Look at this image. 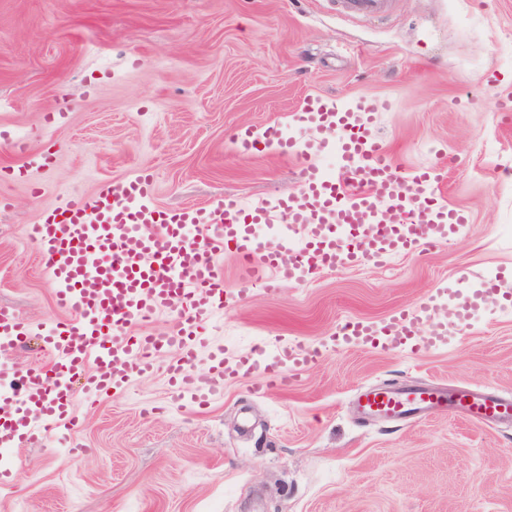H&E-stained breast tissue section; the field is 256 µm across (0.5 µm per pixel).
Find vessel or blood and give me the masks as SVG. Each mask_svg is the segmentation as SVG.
<instances>
[{
    "mask_svg": "<svg viewBox=\"0 0 512 512\" xmlns=\"http://www.w3.org/2000/svg\"><path fill=\"white\" fill-rule=\"evenodd\" d=\"M338 3L349 16H382L391 8V0ZM374 116L375 104L365 96L346 106L311 96L293 115L301 137L284 138L275 127L266 128L258 142L241 137L243 151L261 142L295 162L299 183L285 195L250 204L227 196L163 211L152 201L151 175L139 174L105 180L90 197L45 213L29 237L44 261L56 303L69 318L44 339L50 362L21 370L18 386L0 401L1 411L16 415L15 421L0 423V447L39 440L60 423L74 424L76 391L98 397L123 389L134 378L153 374L166 352L173 355L166 368L171 388L190 394L201 406L239 377L258 374L266 391L287 383L290 372L316 365L320 350L293 343L266 362L258 347L233 361L215 351L206 372L195 370L213 312L238 303L254 288L272 292L302 283L317 269L377 265L392 253L447 241L467 223L464 212L434 198L443 169L407 168L376 135ZM329 130L336 133L335 143L324 137ZM331 146L341 163L333 179L314 161ZM385 208L408 213L414 221L392 226L387 236L360 247L340 235L341 226L375 222ZM227 252L234 253L241 270L233 289L225 288L220 265ZM497 293L493 284L464 295L440 288L385 324L347 322L336 341L385 352L444 346L449 322L433 320V313L449 312L453 321L466 324ZM168 311L178 316L172 333L131 335L132 327ZM27 334L25 319L1 307L0 354L15 352ZM355 405L368 417H399L446 405L477 420L512 424L511 396L469 388L446 398L425 384L373 386L357 394Z\"/></svg>",
    "mask_w": 512,
    "mask_h": 512,
    "instance_id": "vessel-or-blood-1",
    "label": "vessel or blood"
}]
</instances>
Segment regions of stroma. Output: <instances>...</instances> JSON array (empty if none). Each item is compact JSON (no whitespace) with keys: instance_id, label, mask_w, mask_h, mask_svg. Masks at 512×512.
I'll return each mask as SVG.
<instances>
[{"instance_id":"obj_1","label":"stroma","mask_w":512,"mask_h":512,"mask_svg":"<svg viewBox=\"0 0 512 512\" xmlns=\"http://www.w3.org/2000/svg\"><path fill=\"white\" fill-rule=\"evenodd\" d=\"M312 94L372 97L387 148L415 167L446 164L441 198L458 235L380 266L318 272L255 292L215 316L225 357L260 342L323 350L284 390L229 382L198 407L156 371L76 426L14 449L0 512H512V426L456 412L361 419L368 385L423 381L512 394V0H394L380 18L336 0H0V168L50 149L53 167L0 178V306L30 339L0 357V384L49 360L43 330L64 319L29 229L112 177L152 175L159 208L295 190L298 171L236 132L278 125ZM502 298L448 345L379 353L331 337L382 321L459 277Z\"/></svg>"}]
</instances>
